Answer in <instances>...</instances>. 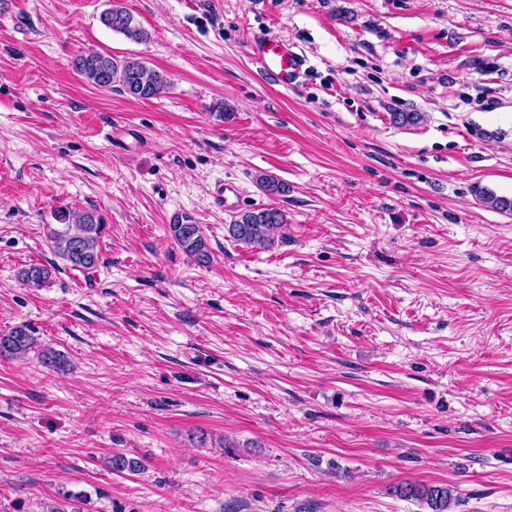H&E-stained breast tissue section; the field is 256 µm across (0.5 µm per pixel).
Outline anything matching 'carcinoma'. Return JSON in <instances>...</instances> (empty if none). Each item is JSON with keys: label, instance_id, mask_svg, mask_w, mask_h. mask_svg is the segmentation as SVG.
Returning <instances> with one entry per match:
<instances>
[{"label": "carcinoma", "instance_id": "obj_1", "mask_svg": "<svg viewBox=\"0 0 512 512\" xmlns=\"http://www.w3.org/2000/svg\"><path fill=\"white\" fill-rule=\"evenodd\" d=\"M102 23L112 31L124 35L134 42L149 39L148 31L134 21L131 13L118 2L105 10ZM72 67L89 84L96 88L119 91L138 99L155 98L168 86L167 77L158 70L136 59L116 60L103 53H89L74 58ZM258 186L269 196H279L288 187L270 175H261ZM484 203L500 213L512 214V199L497 196L492 192L482 195ZM60 227H48L47 238L55 256L70 264L73 269L91 270L100 261V242L105 227L104 218L94 211H72L61 207L57 210ZM288 223L285 213L276 208L244 211L228 225V233L235 241L247 247L271 248ZM174 242L188 255L200 263L210 261L211 249L201 225L194 224L189 217L169 225ZM50 276V269L33 264L19 271V279L26 284L40 286ZM37 354L41 361L58 370L66 367L64 355L38 344L37 339L23 328H15L0 334V357H25ZM111 471L136 473L144 469L142 460L115 451L109 457ZM396 493L414 499L429 509V512H451L456 503L453 490L445 485L406 483Z\"/></svg>", "mask_w": 512, "mask_h": 512}]
</instances>
